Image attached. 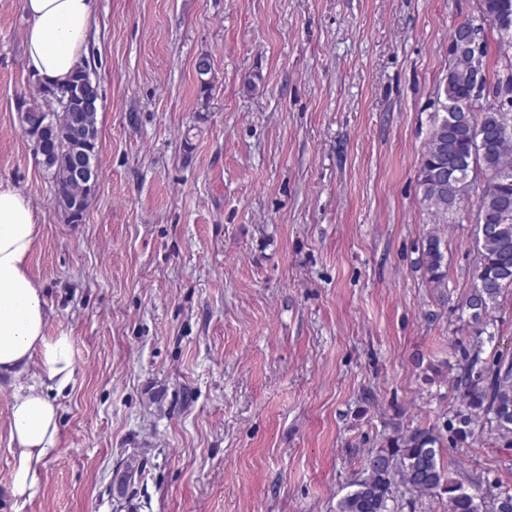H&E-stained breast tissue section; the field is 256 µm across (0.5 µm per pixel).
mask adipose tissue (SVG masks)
<instances>
[{"label":"adipose tissue","instance_id":"adipose-tissue-1","mask_svg":"<svg viewBox=\"0 0 512 512\" xmlns=\"http://www.w3.org/2000/svg\"><path fill=\"white\" fill-rule=\"evenodd\" d=\"M97 0H22L27 18L24 65L34 78L66 83L88 57L87 37ZM40 232V218L16 186L0 181V375L19 384L10 407L14 446L11 491L33 495L60 432L57 401L73 374L70 336H47L41 289L26 263ZM44 360L46 382L26 383L34 355Z\"/></svg>","mask_w":512,"mask_h":512}]
</instances>
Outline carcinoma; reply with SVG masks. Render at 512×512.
Returning a JSON list of instances; mask_svg holds the SVG:
<instances>
[{
    "mask_svg": "<svg viewBox=\"0 0 512 512\" xmlns=\"http://www.w3.org/2000/svg\"><path fill=\"white\" fill-rule=\"evenodd\" d=\"M455 64L448 67V104L445 115L432 125L419 169L422 188L421 203L435 215L446 220L448 214L469 204L474 182L466 173L455 178L442 177L448 164L465 156L487 169L507 176V185L500 193L480 189L476 202V246L478 266L474 283L465 305L471 311L475 325H487L483 318L502 294L512 290V208L502 207V194L512 198V138L502 140L495 136V126L502 118L506 105L498 96L502 80L492 86V102L472 113L467 120L448 124V105L462 108L468 104L471 89L467 82L453 74ZM69 84L82 90L84 95L98 97V89L89 79L86 69L77 71ZM79 95L64 110L56 111L59 133L46 132L44 140L53 153L41 168L52 179L56 198H75L83 189L68 169V151L71 139L83 131L75 125L74 116L82 115L86 128L98 130V111L82 110ZM445 255L441 238L431 233L421 242L420 265L436 288L446 287V274L442 271ZM457 386L462 401L453 419L443 427L410 428L400 436L387 441V445L371 450L365 459L366 476L352 483L351 490L337 506V512H390L389 502L399 486L420 496L448 495V512H480L477 494L450 478L440 463L443 445L441 430L448 429L456 439L466 440L473 435L471 425L488 426L496 434L502 447H512V360L483 358V342L476 341L463 352L456 368Z\"/></svg>",
    "mask_w": 512,
    "mask_h": 512,
    "instance_id": "cac0c4a2",
    "label": "carcinoma"
}]
</instances>
